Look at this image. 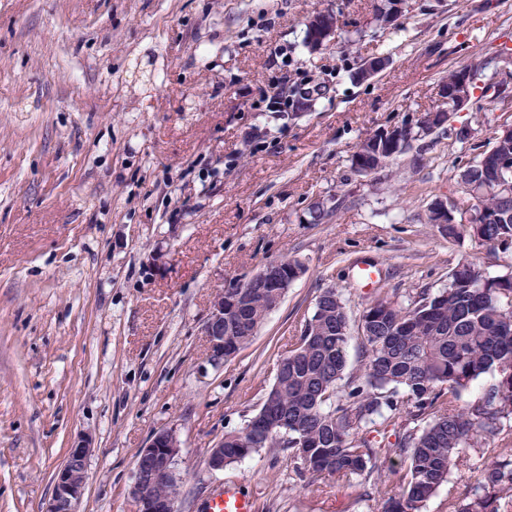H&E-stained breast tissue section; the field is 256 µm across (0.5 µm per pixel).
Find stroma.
I'll return each instance as SVG.
<instances>
[{"label": "stroma", "mask_w": 512, "mask_h": 512, "mask_svg": "<svg viewBox=\"0 0 512 512\" xmlns=\"http://www.w3.org/2000/svg\"><path fill=\"white\" fill-rule=\"evenodd\" d=\"M0 0V512H43L53 476L88 439L80 512H137L138 456L180 443V512L224 485L253 512H377L403 474L312 481L287 449L213 470L225 432L253 416L318 297L352 328L384 299L437 292L462 263L512 273V248L450 239L435 199L470 202L460 173L489 150L512 99V0ZM337 15L321 50L306 20ZM389 66L352 80L364 61ZM487 67L447 123L368 176L351 158L375 131L442 104L449 70ZM321 85L308 112L271 89ZM327 215L314 221L315 204ZM300 260L253 342L216 368L204 324L217 294L269 262ZM379 279L358 288L354 268ZM492 445L470 448L424 512H451Z\"/></svg>", "instance_id": "obj_1"}]
</instances>
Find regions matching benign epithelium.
<instances>
[{
    "label": "benign epithelium",
    "instance_id": "7a95c632",
    "mask_svg": "<svg viewBox=\"0 0 512 512\" xmlns=\"http://www.w3.org/2000/svg\"><path fill=\"white\" fill-rule=\"evenodd\" d=\"M470 85V74L467 73L456 88L443 91V94L450 95L453 110L461 108L470 98ZM286 271L287 267L272 262L263 266L255 276L266 280L270 288H280L285 285ZM204 329L209 336L208 362L215 367L224 365V294L215 297ZM179 452L178 440L170 430L156 433L149 444L141 450L131 489L138 506L137 512H177L176 497L156 499L147 495L143 479L147 476H162L174 483L177 482ZM90 453L91 447L85 439H80L70 446L63 464L54 474L53 494L44 512H79V504L85 492Z\"/></svg>",
    "mask_w": 512,
    "mask_h": 512
}]
</instances>
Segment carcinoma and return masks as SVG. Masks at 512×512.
<instances>
[{"instance_id":"cac0c4a2","label":"carcinoma","mask_w":512,"mask_h":512,"mask_svg":"<svg viewBox=\"0 0 512 512\" xmlns=\"http://www.w3.org/2000/svg\"><path fill=\"white\" fill-rule=\"evenodd\" d=\"M400 0H386L375 20L394 23ZM433 112L394 127L399 141L388 154H375L366 139L351 160L378 171L421 138ZM492 155L466 167L460 180L474 218L469 224H441L446 236L468 235L481 245L512 242V169L493 156H512V137H495ZM284 288L249 289L236 308L224 309V358L249 344ZM362 374L340 381L353 339L347 303L334 289L317 299L288 369L275 376L258 411L219 442L224 465L262 448H286L314 479L370 476L378 461L401 458L405 470L392 492L380 491L379 512H423L448 481L451 467L478 440L493 442L512 417V277H489L463 263L448 276V287L422 290L405 306L386 300L361 317ZM491 376L477 400L460 404L461 393L480 376ZM409 406L413 426L394 443L371 446L401 407ZM512 441L483 466L464 501L453 512H508L512 499Z\"/></svg>"}]
</instances>
